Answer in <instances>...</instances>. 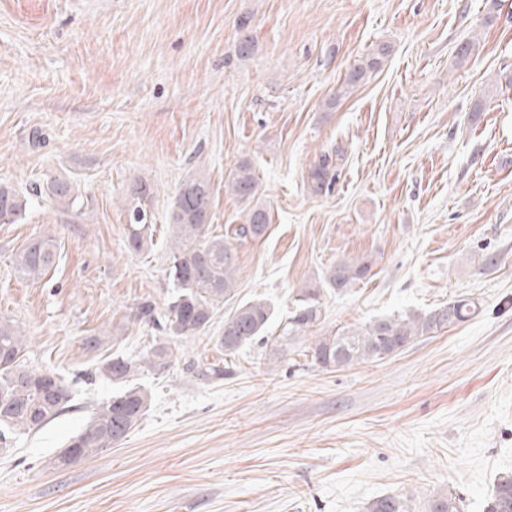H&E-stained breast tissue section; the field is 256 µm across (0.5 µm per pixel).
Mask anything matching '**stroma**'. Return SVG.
Here are the masks:
<instances>
[{
  "instance_id": "1",
  "label": "stroma",
  "mask_w": 512,
  "mask_h": 512,
  "mask_svg": "<svg viewBox=\"0 0 512 512\" xmlns=\"http://www.w3.org/2000/svg\"><path fill=\"white\" fill-rule=\"evenodd\" d=\"M251 54L237 52L240 27ZM477 39L471 56L458 46ZM390 55L345 96V73ZM512 0H0V184L73 181V210L35 198L0 224V316L26 332L25 362L71 386L70 408L0 447V512H364L379 496L453 492L482 512L512 471ZM335 107H327L328 99ZM339 149L330 190L307 188ZM247 159L271 210L237 248V288L169 371L143 372L140 424L100 456L56 465L117 388L112 355L163 342L177 288L167 216L206 175L215 232L241 223L226 185ZM152 190L151 241L128 250L126 193ZM54 240L57 266L19 278L14 254ZM497 263L484 266L487 255ZM369 274L323 292L317 326L277 344L299 289L340 260ZM467 297L465 322L339 370L316 337ZM270 303L268 340L205 381L224 319ZM149 302L155 319H140ZM101 337L87 347L88 337Z\"/></svg>"
}]
</instances>
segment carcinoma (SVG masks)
<instances>
[{"instance_id":"1","label":"carcinoma","mask_w":512,"mask_h":512,"mask_svg":"<svg viewBox=\"0 0 512 512\" xmlns=\"http://www.w3.org/2000/svg\"><path fill=\"white\" fill-rule=\"evenodd\" d=\"M390 52L382 44L373 53L357 60L344 78L341 90L348 93L369 74L378 71ZM335 179L331 155H321L310 174L312 194L327 190ZM258 178L252 164L239 161L228 180L227 188L246 205L243 223L229 234L213 232L209 224L212 187L209 178L194 175L181 184L168 213L171 237L170 274L178 293L169 305L164 330L167 341L156 343L144 355L135 358L116 355L102 365L100 373L114 384L131 381L137 374L150 370L162 374L176 358L174 349L182 339L207 330L215 310L224 298L233 295L237 264V245L266 236L271 220L270 209L257 197ZM45 193L57 208L67 211L78 199L77 188L69 180L58 178L47 184ZM149 184L138 180L127 190V246L140 251L150 242L152 216L146 201ZM31 195L0 184V223L22 220L31 206ZM57 251L52 240L34 238L16 252L15 273L24 279H39L55 265ZM369 262L358 259L338 261L326 270L323 283L342 293L365 278ZM321 289L303 288L295 298L288 317L287 333L304 332L321 318ZM476 304L458 298L444 306L421 313L393 315L367 321L358 326H344L326 336L315 338L311 358L325 369H342L354 364L383 359L438 330L465 321ZM272 316L267 302L255 299L239 305L224 319V331L213 337L214 346L226 356L255 342L265 333ZM27 336L8 319L0 317V443L12 435L42 428L68 409L71 393L52 371L39 373L25 365ZM204 380L224 378V367L217 363H200L193 367ZM151 394L138 386L129 387L91 412L81 431L71 438L68 447L80 459L100 455L122 441L135 429L150 406ZM365 512H414L411 499L396 495L372 500ZM422 512H463L461 498L434 492L425 495ZM483 512H512V473L498 477L485 499Z\"/></svg>"}]
</instances>
